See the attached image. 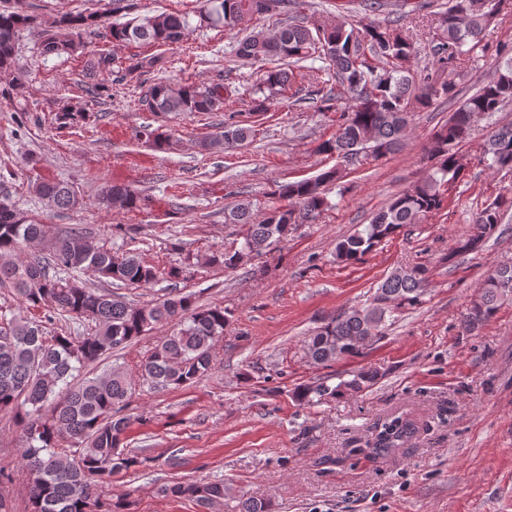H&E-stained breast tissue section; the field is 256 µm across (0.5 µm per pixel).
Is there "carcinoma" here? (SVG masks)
<instances>
[{"label": "carcinoma", "mask_w": 512, "mask_h": 512, "mask_svg": "<svg viewBox=\"0 0 512 512\" xmlns=\"http://www.w3.org/2000/svg\"><path fill=\"white\" fill-rule=\"evenodd\" d=\"M480 0H448L439 12L443 41L433 52L435 62L453 68L463 57V47H480L483 33L501 0L485 8ZM298 6L296 0H199L193 13L135 14L137 0H110V9L61 13L39 17L26 10L24 0L0 11V72L16 71L18 41L24 31L38 36L44 56L74 54L92 36L116 46L162 47L183 41L195 28L232 31L275 8ZM130 14L125 22H112L114 14ZM348 22L328 20L312 30L304 15L290 12L284 26L273 34L252 31L237 44L236 55L246 62L268 63L254 90L253 112L265 113L290 99L294 69L316 56L328 61L327 78L313 79L307 90L318 112L338 113L334 136L320 141L315 151L334 155L345 164H361L393 153L406 137L410 105L427 109L440 99L454 97L453 85L416 83L405 64L414 54L412 43L397 30L373 21L362 29H347ZM156 55L134 54L118 80L141 77L157 65ZM111 53L95 54L90 75L100 82L86 89L95 96L106 91L112 79ZM350 94V103L337 107L339 90ZM222 83L156 82L141 99L155 115L224 111ZM512 101V56L495 61L494 77L462 100L450 117L433 132L426 147L434 161L426 177L398 194L378 210L364 229L338 241L336 261L354 264L382 242L407 231L444 208L445 192L462 173L454 147L472 141L476 122ZM90 119L67 106L55 114L57 128H71ZM247 126L228 116L219 135L200 142L204 150L220 145L244 144L255 136ZM144 135L158 151L174 149L171 135L157 126ZM489 168L512 171V124L502 127L484 145ZM340 170L332 167L313 178L276 185L272 205L255 221L253 203L239 199L224 212L227 224L241 227L240 245L224 249L208 262L236 270L254 257L267 254L301 224L315 221L332 208L325 186L336 182ZM35 196L59 210H75L84 199L75 188L54 180H37ZM100 200L126 212L149 208L150 200L123 185H107ZM512 209V193L500 195L477 213L473 231L458 237L441 257L443 261L482 250L486 239ZM44 252H30L37 244ZM91 271L109 284L144 287L157 282L161 272L138 259L136 250L117 256L112 248L91 244L78 228L49 236L48 227L23 221L20 209L0 202V289H7L25 305L30 318L0 312V412L12 414L20 429L22 467L26 473L33 512H130L126 499L116 501L102 494L105 478L142 466L141 458L120 448L128 427L125 414L136 392L124 369L78 378L83 369L121 349L158 326L174 330L157 344L140 364L141 377L160 388L192 385L212 370V348L224 335L232 314L222 306L203 307L191 294L171 292L142 303L135 299L88 287L80 277ZM431 271L415 265L404 275H389L366 307L338 313L303 341L304 356L328 365L357 353L366 337L381 338L386 316L422 303ZM512 296V264L496 265L479 284L464 315V326L477 329L492 319L503 301ZM383 376L377 367L363 368L335 386L323 382L304 384L293 393L300 404L340 398L362 392ZM415 432L413 424L398 421L382 428L368 443L376 458H386ZM165 496L189 498L209 509L229 496L222 482L191 480L164 485ZM233 512H274L273 502L239 496Z\"/></svg>", "instance_id": "cac0c4a2"}]
</instances>
